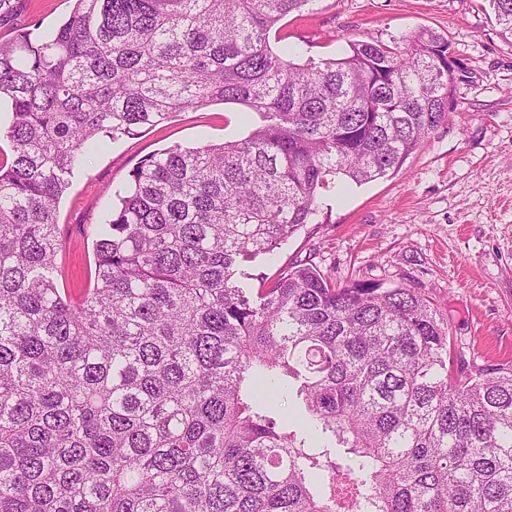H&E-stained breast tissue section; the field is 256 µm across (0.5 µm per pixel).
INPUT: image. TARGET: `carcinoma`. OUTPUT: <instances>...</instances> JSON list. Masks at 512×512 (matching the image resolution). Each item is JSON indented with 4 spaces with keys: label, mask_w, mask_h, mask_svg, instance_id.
I'll use <instances>...</instances> for the list:
<instances>
[{
    "label": "carcinoma",
    "mask_w": 512,
    "mask_h": 512,
    "mask_svg": "<svg viewBox=\"0 0 512 512\" xmlns=\"http://www.w3.org/2000/svg\"><path fill=\"white\" fill-rule=\"evenodd\" d=\"M0 41V512H512V369L454 367L432 304L308 264H244L322 191L399 171L448 117V39L296 61L270 37L318 0H73ZM512 36V0H490ZM234 102L246 136L169 148L58 288L57 204L100 138Z\"/></svg>",
    "instance_id": "carcinoma-1"
}]
</instances>
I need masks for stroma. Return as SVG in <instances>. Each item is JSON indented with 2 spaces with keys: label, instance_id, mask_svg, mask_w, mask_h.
Masks as SVG:
<instances>
[{
  "label": "stroma",
  "instance_id": "35a3bbf8",
  "mask_svg": "<svg viewBox=\"0 0 512 512\" xmlns=\"http://www.w3.org/2000/svg\"><path fill=\"white\" fill-rule=\"evenodd\" d=\"M73 0H0V38L52 32ZM451 43L463 78L448 119L385 178L324 191V224H307L249 264L245 287L271 286L289 266L311 264L333 283L376 280L416 289L448 324L465 366L512 367V39L500 36L486 0H321L286 18L281 32L301 59L338 58L356 41L391 43L421 30ZM236 103L179 112L106 141L63 195L59 285L79 298L93 272L90 227L144 158L179 145L243 137Z\"/></svg>",
  "mask_w": 512,
  "mask_h": 512
}]
</instances>
